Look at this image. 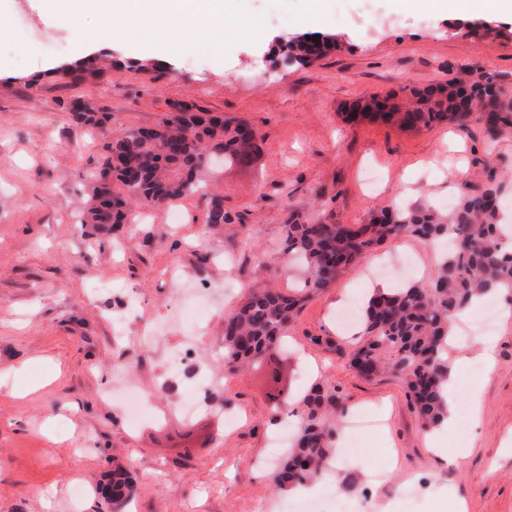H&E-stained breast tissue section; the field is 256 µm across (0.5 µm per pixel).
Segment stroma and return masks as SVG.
I'll return each instance as SVG.
<instances>
[{
	"instance_id": "35a3bbf8",
	"label": "stroma",
	"mask_w": 512,
	"mask_h": 512,
	"mask_svg": "<svg viewBox=\"0 0 512 512\" xmlns=\"http://www.w3.org/2000/svg\"><path fill=\"white\" fill-rule=\"evenodd\" d=\"M362 6L232 0L217 48L205 29L181 44L174 33L134 26L123 41L102 34L93 43L50 10L0 0L10 33L0 41V512H280L302 497L274 487L269 443L289 417L268 394L279 388L297 400L314 386L346 400L338 446L359 415L382 420L334 483H317L322 512H450L458 500L469 512H512V324L495 322L490 372L458 365L473 342L449 351L461 426L436 438L399 379L366 380L350 367L355 339L336 329L338 303L369 292L368 273L382 263L407 257L416 279L429 278L439 258L431 246L387 241L304 304L284 349L241 372L224 368L225 315L253 289L299 285L279 263L281 227L292 216L319 203L333 222L361 224L375 209L435 204L492 179L512 202V127L492 135L477 119L400 129L345 118L357 100L399 102L407 87L457 75L495 74L512 98V16L489 0H474L466 17L427 12L418 0L398 10L371 0L384 23L368 33L355 22ZM314 32L336 37L338 50L304 68L280 67L287 41ZM87 56L103 61L101 76L70 86L62 69ZM159 63L168 77L156 78ZM74 94L109 112L107 126L71 124L61 103ZM182 105L248 119L262 136L249 163L209 178L237 223L208 225L198 194L150 207L143 224L81 223L113 135L153 127ZM368 170L378 178L372 188L362 181ZM401 181L407 191L398 196ZM183 274L212 297L203 320L187 326L194 375L177 365L182 334L149 349L141 340L145 325L168 318ZM128 361L147 398L135 423L104 395L113 367ZM202 389L210 409L177 410ZM118 467L134 490L116 505Z\"/></svg>"
}]
</instances>
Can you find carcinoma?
<instances>
[{
	"label": "carcinoma",
	"mask_w": 512,
	"mask_h": 512,
	"mask_svg": "<svg viewBox=\"0 0 512 512\" xmlns=\"http://www.w3.org/2000/svg\"><path fill=\"white\" fill-rule=\"evenodd\" d=\"M329 37L309 44L304 37L285 45L288 67L308 66L336 50ZM101 72L99 61L78 60L62 73L74 85ZM412 106L381 112L383 104L371 97L357 104L347 118L368 115L401 128L430 127L436 122L465 125L473 109L488 111L491 133L512 125V100L503 97L490 74L476 81L456 76L445 83L411 87ZM67 118L77 126L106 124L104 108L80 96L62 104ZM253 125L244 119H224L182 113L156 126L126 131L107 145L98 180L87 204L84 223L122 224L131 203L168 204L206 188V156L221 155L228 163H245L259 149L260 135H249ZM117 180L126 193L112 190ZM499 187L485 186L462 194L448 213L429 207L384 206L365 224H335L325 211L314 217L296 216L282 227L283 254L303 263L302 290L286 295L276 288L251 291L224 317V366L236 369L280 344L284 330L302 304L331 287L341 270L367 256L381 242L412 237L431 244L451 236L453 247L444 254L434 273L424 282H409L389 294H375L360 315V337L349 353V363L365 377L392 373L403 380L421 425L435 428L447 416L441 395L450 369L445 349L452 321L473 301L505 288L512 292V249L503 239ZM224 209V196L212 193L207 201L206 224H232ZM301 423L293 442L273 475L276 487L292 489L316 479L329 463L337 421L345 411L341 396L315 387L300 399ZM132 485L121 469L112 474V498L121 501Z\"/></svg>",
	"instance_id": "carcinoma-1"
}]
</instances>
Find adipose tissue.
Masks as SVG:
<instances>
[{
    "mask_svg": "<svg viewBox=\"0 0 512 512\" xmlns=\"http://www.w3.org/2000/svg\"><path fill=\"white\" fill-rule=\"evenodd\" d=\"M53 10L57 20L72 28L95 19L98 30L115 40L126 36L125 29L114 24L118 18L173 30L187 38L201 21L223 24L229 4L227 0H53Z\"/></svg>",
    "mask_w": 512,
    "mask_h": 512,
    "instance_id": "obj_1",
    "label": "adipose tissue"
}]
</instances>
